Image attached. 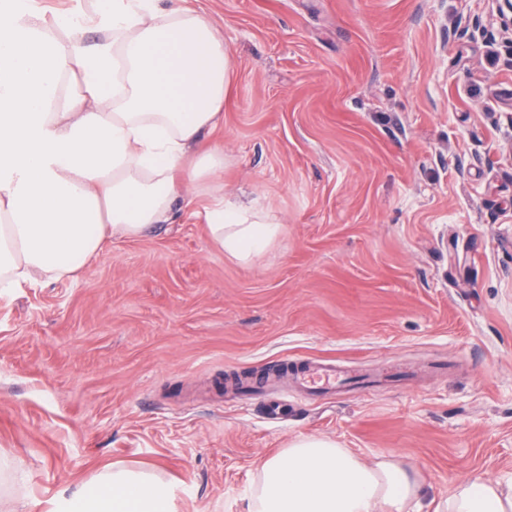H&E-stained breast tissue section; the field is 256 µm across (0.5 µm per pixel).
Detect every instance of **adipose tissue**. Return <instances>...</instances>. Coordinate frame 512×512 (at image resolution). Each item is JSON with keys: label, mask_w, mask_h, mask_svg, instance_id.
<instances>
[{"label": "adipose tissue", "mask_w": 512, "mask_h": 512, "mask_svg": "<svg viewBox=\"0 0 512 512\" xmlns=\"http://www.w3.org/2000/svg\"><path fill=\"white\" fill-rule=\"evenodd\" d=\"M228 85L223 37L184 0H70L53 14L0 0V290L73 277L112 237L173 221L181 192L224 166L201 140L224 120ZM194 216L243 264L281 233L218 187ZM423 483L414 465L305 436L257 467L248 512H423ZM53 512H175L173 482L113 462ZM442 512H512V494L468 481Z\"/></svg>", "instance_id": "1"}]
</instances>
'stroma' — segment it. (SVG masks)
I'll return each instance as SVG.
<instances>
[{
	"label": "stroma",
	"instance_id": "1",
	"mask_svg": "<svg viewBox=\"0 0 512 512\" xmlns=\"http://www.w3.org/2000/svg\"><path fill=\"white\" fill-rule=\"evenodd\" d=\"M224 38L225 199L282 223L244 265L177 212L78 278L0 294L19 512L124 461L176 512H247L297 438L512 478V18L494 0H185ZM379 377L328 398L284 358Z\"/></svg>",
	"mask_w": 512,
	"mask_h": 512
}]
</instances>
